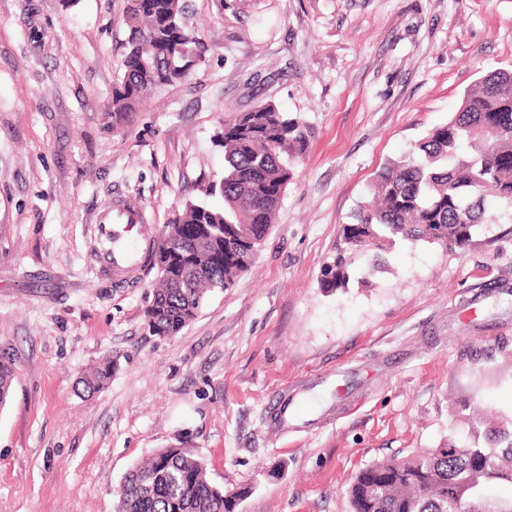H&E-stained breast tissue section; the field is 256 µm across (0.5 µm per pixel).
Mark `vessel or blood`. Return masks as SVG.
<instances>
[{
    "label": "vessel or blood",
    "mask_w": 512,
    "mask_h": 512,
    "mask_svg": "<svg viewBox=\"0 0 512 512\" xmlns=\"http://www.w3.org/2000/svg\"><path fill=\"white\" fill-rule=\"evenodd\" d=\"M145 220L142 211L133 209L122 194H115L109 209L97 212L93 222L99 242L91 255L96 267H121L132 264L136 231Z\"/></svg>",
    "instance_id": "obj_1"
}]
</instances>
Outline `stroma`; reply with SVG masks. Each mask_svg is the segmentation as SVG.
<instances>
[{
    "label": "stroma",
    "mask_w": 512,
    "mask_h": 512,
    "mask_svg": "<svg viewBox=\"0 0 512 512\" xmlns=\"http://www.w3.org/2000/svg\"><path fill=\"white\" fill-rule=\"evenodd\" d=\"M125 10L0 0V512H115L127 469L180 444L244 491L235 512H351L361 470L465 441L475 408L511 413L512 223L321 280L376 172L512 71V0H192L206 63L116 128ZM269 101L309 137L259 256L150 334L156 272L94 268V212L119 190L162 229L222 175L225 120ZM113 364L112 360H108L103 365L90 369L78 380L77 389L79 390L81 385L82 392L87 394H94L104 389L111 377Z\"/></svg>",
    "instance_id": "1"
}]
</instances>
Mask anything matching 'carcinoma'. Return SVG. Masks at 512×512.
I'll return each instance as SVG.
<instances>
[{
	"label": "carcinoma",
	"mask_w": 512,
	"mask_h": 512,
	"mask_svg": "<svg viewBox=\"0 0 512 512\" xmlns=\"http://www.w3.org/2000/svg\"><path fill=\"white\" fill-rule=\"evenodd\" d=\"M189 0H127L128 49L105 111L127 126L158 89L175 87L191 74L187 58L204 63L208 49L195 40L175 42L168 55L157 46L174 32L194 35ZM307 127L266 103L224 123V173L200 198H187L159 238L179 252L177 265L156 266L145 311L155 336L178 334L198 315L209 295L235 285L257 257L275 223L293 164L307 147ZM223 199V206L208 202ZM371 199L342 226V246L322 286L344 289L357 257L370 255L365 272L386 263L398 244L465 248L492 221L488 207L512 223V72H491L463 96L448 123L432 129L414 150L383 166L370 186ZM113 361L83 374L82 392L107 385ZM15 378V362L0 355V405ZM492 482L512 484V419L453 443L401 459L378 462L354 478L351 512H512V499L490 501ZM243 490L227 494L213 484L201 458L183 446L156 449L120 482L116 512H234Z\"/></svg>",
	"instance_id": "obj_1"
}]
</instances>
